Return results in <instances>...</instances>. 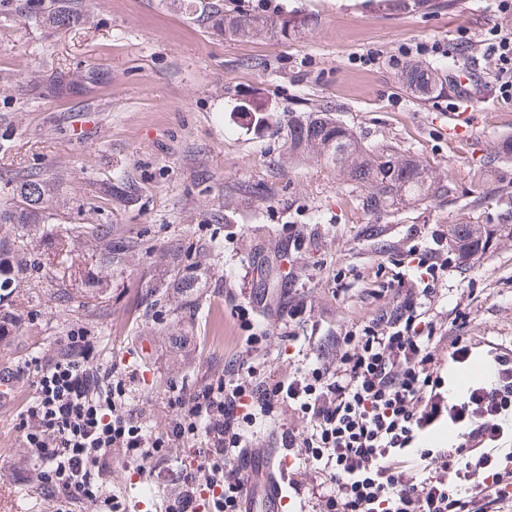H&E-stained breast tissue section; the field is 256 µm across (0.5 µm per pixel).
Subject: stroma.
I'll return each instance as SVG.
<instances>
[{"mask_svg": "<svg viewBox=\"0 0 512 512\" xmlns=\"http://www.w3.org/2000/svg\"><path fill=\"white\" fill-rule=\"evenodd\" d=\"M242 3L309 25L297 38L233 40L194 24L175 0H84L92 23L61 35L0 0V193L33 172L55 179V230L104 224L125 247L108 270L91 253L75 257L81 275L100 281L83 307L55 299L75 287L69 271L30 279L44 299L25 321L32 343L0 349V371L18 375L0 400V512H42L43 499L16 477L19 412L34 394V369L58 357L72 332L96 337L89 367L122 381L118 413L159 436L175 418L170 400L222 377L230 361L250 366L255 383L271 384L302 362L314 338L351 326L375 305L377 289L409 273L411 253L432 232L512 218V160L497 156L512 135V102L500 101L479 53L486 28L500 20L492 0L407 9L383 0ZM463 37L469 51L455 61L426 58L452 79H468L474 123L453 134L438 118L459 95L424 100L398 75L403 50ZM88 64L106 76L87 94L55 99L29 90L30 77L46 82ZM256 102L278 124L251 130L240 109ZM326 108L365 141L423 161L447 179L449 196L377 214L363 209L362 189L339 183L324 162H289L282 127L289 113ZM107 182L131 192L99 199ZM369 224L380 225L379 238L364 236ZM312 233L317 246L282 252L289 238ZM174 249L201 265L197 308L159 304L171 280L160 257ZM271 257L282 277L298 280L293 301L312 304L299 319L279 307L262 314L253 303L256 269ZM438 286L442 318L461 310L472 318V335L512 336L511 238L474 256L467 271L449 267ZM261 332L269 339L256 353L246 338ZM205 462L200 442L144 466L116 453L100 467L123 512H169L170 488L200 484Z\"/></svg>", "mask_w": 512, "mask_h": 512, "instance_id": "stroma-1", "label": "stroma"}]
</instances>
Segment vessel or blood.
<instances>
[{"mask_svg":"<svg viewBox=\"0 0 512 512\" xmlns=\"http://www.w3.org/2000/svg\"><path fill=\"white\" fill-rule=\"evenodd\" d=\"M291 463V457L277 448H247L237 460L242 471L261 477L264 501L272 512H282L291 501L286 479Z\"/></svg>","mask_w":512,"mask_h":512,"instance_id":"obj_1","label":"vessel or blood"}]
</instances>
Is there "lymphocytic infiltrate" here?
I'll return each instance as SVG.
<instances>
[{
  "label": "lymphocytic infiltrate",
  "mask_w": 512,
  "mask_h": 512,
  "mask_svg": "<svg viewBox=\"0 0 512 512\" xmlns=\"http://www.w3.org/2000/svg\"><path fill=\"white\" fill-rule=\"evenodd\" d=\"M482 57L504 102H512V28L494 25L480 41ZM418 266L424 287H398L351 329L312 347L304 363L270 386L250 371L177 398L176 419L150 438L118 414L112 377L91 371L85 356L94 337L69 336L70 352L35 369V395L20 415L42 485L72 499L118 508L94 471L117 451L134 461L159 457L169 444L204 433L203 479L217 490L216 512H243L246 478L236 459L245 448H285L306 465L318 512H512V440L503 423L512 415V343L473 336L458 313L450 324L430 317L436 282L448 271L445 235L432 234ZM483 352L491 364L465 400L450 399L443 371L449 362ZM288 405L287 422L251 437L257 412ZM458 425L454 447H424L442 420Z\"/></svg>",
  "instance_id": "obj_1"
}]
</instances>
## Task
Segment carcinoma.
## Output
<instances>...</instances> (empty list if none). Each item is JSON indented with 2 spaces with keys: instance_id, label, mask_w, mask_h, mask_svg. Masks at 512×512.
<instances>
[{
  "instance_id": "obj_1",
  "label": "carcinoma",
  "mask_w": 512,
  "mask_h": 512,
  "mask_svg": "<svg viewBox=\"0 0 512 512\" xmlns=\"http://www.w3.org/2000/svg\"><path fill=\"white\" fill-rule=\"evenodd\" d=\"M178 4L194 21L216 34L227 33L239 39L269 34L286 38L308 26L296 18L251 14L239 5H227L226 0H178ZM16 12L58 34L73 28L80 15L72 0H31L16 6ZM98 79V67L88 66L61 71L53 82L34 81L30 88L38 95L60 98L87 91ZM400 79L423 97H439L451 88L448 75L416 63L406 64ZM304 157L333 165L336 179L346 185L367 188L362 206L371 212H387L398 205H421L449 193L445 180L430 172L421 161L400 154L393 145L362 141L328 109L303 112L288 119V158ZM52 191L53 184L48 178L30 174L12 186V198L0 202V228L10 226L0 235V347L25 342V315L14 307L13 295L22 291L28 275L54 264L51 258L38 254L34 245L40 226L52 220V213L47 211ZM502 235L512 236V224H496L482 230L471 224H455L448 230V247L456 249L458 264L464 266L474 254L491 249L495 239ZM92 241L100 247V261L105 265L122 255L123 248L112 245V227L70 224L54 256H66L71 252L70 246ZM197 280L194 274L180 276L171 303L180 309L198 306L190 298ZM14 456L20 482L30 489L38 488L33 470L27 465V449H15Z\"/></svg>"
}]
</instances>
